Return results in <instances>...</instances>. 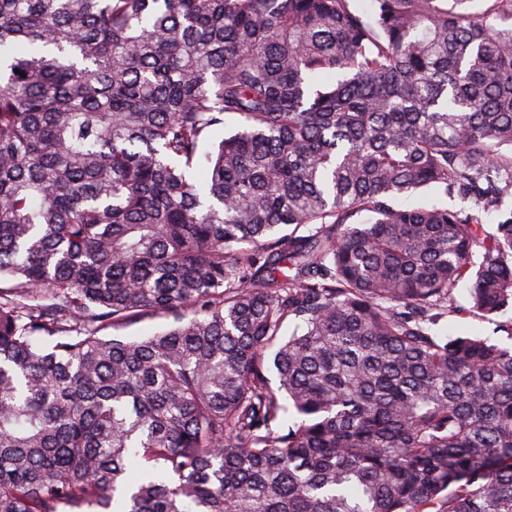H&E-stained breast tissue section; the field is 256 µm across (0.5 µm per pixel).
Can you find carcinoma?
I'll list each match as a JSON object with an SVG mask.
<instances>
[{"mask_svg": "<svg viewBox=\"0 0 512 512\" xmlns=\"http://www.w3.org/2000/svg\"><path fill=\"white\" fill-rule=\"evenodd\" d=\"M369 2L0 0V512H512V0ZM454 297L457 305L465 310L448 317V321L441 324V334L448 337L475 335L504 348L512 347V336L504 331L505 325L512 319L511 310L487 317L470 312L465 285L455 290ZM173 318L155 316L145 318L135 323H132L118 331L112 330L108 335L124 336L127 338H138L141 336H148L155 332L161 331L172 324Z\"/></svg>", "mask_w": 512, "mask_h": 512, "instance_id": "cac0c4a2", "label": "carcinoma"}]
</instances>
